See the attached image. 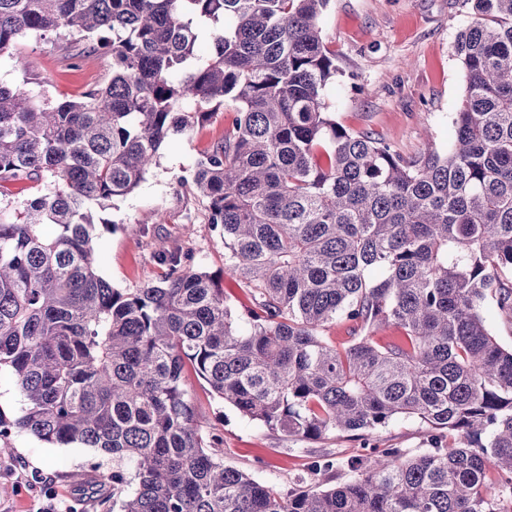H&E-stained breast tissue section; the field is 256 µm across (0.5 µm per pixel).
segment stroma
I'll use <instances>...</instances> for the list:
<instances>
[{"mask_svg": "<svg viewBox=\"0 0 512 512\" xmlns=\"http://www.w3.org/2000/svg\"><path fill=\"white\" fill-rule=\"evenodd\" d=\"M469 18L465 0H331L321 25L340 72L324 90L329 111L347 128L385 139L406 158L430 143L446 149L464 91L452 45ZM19 49L29 58L28 69L1 59L0 84L40 100L75 97L112 74L110 55L70 57L52 37L26 36ZM232 116L231 107H221L190 135L171 137L157 167L133 193L97 209L98 272L113 287L158 281L163 269L154 253L178 244L191 251L196 268L218 281L233 307L248 305L247 290L224 270L223 238L206 224L193 188L181 182ZM154 215L161 223H151ZM183 385L205 429L223 438L225 464L285 491L342 483L348 477L343 461L372 448L415 454L426 446V426L413 418L395 419L364 441L291 438L218 401L193 371H185ZM7 442L11 452L0 456V512H39L52 499L64 512H106L102 498L112 492L111 460L78 445L52 446L25 432L12 433ZM318 456L341 466L312 471L308 464ZM76 472L83 474V485L73 483Z\"/></svg>", "mask_w": 512, "mask_h": 512, "instance_id": "35a3bbf8", "label": "stroma"}]
</instances>
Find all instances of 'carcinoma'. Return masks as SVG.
I'll return each mask as SVG.
<instances>
[{"instance_id": "carcinoma-1", "label": "carcinoma", "mask_w": 512, "mask_h": 512, "mask_svg": "<svg viewBox=\"0 0 512 512\" xmlns=\"http://www.w3.org/2000/svg\"><path fill=\"white\" fill-rule=\"evenodd\" d=\"M466 2L448 151L407 159L328 111L330 0H0V58L25 65L28 34L112 56L105 84L57 103L0 85V187L47 184L0 201V371L23 399L0 414V439L112 457L120 512H505L512 349L483 306L512 321V0ZM227 18L190 65L197 21ZM227 99L234 118L182 182L251 306L233 309L179 246L158 251V282L113 287L90 205L133 192L171 136ZM338 323L339 345L326 335ZM384 328L399 335L381 344ZM187 367L289 437L365 440L405 417L426 424L428 447L354 457L347 481L285 492L224 464ZM485 317L489 328L498 341L507 348L512 347V322L498 315L492 301L485 304Z\"/></svg>"}]
</instances>
